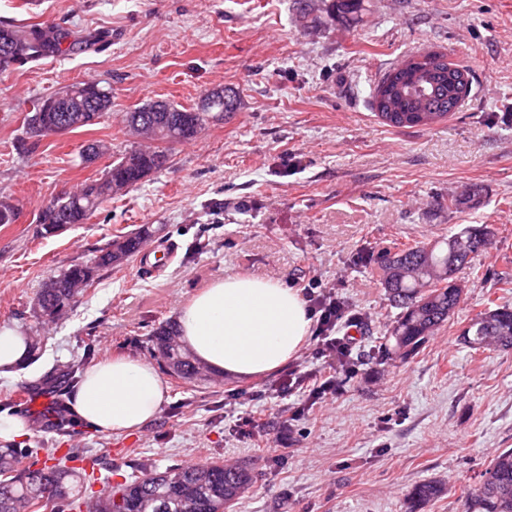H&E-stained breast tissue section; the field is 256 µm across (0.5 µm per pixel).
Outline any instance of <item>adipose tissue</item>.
<instances>
[{"mask_svg": "<svg viewBox=\"0 0 512 512\" xmlns=\"http://www.w3.org/2000/svg\"><path fill=\"white\" fill-rule=\"evenodd\" d=\"M177 320L184 345L203 364L247 378L294 359L313 326L299 289L246 275L213 281L180 306ZM165 398V383L153 365L112 357L84 370L71 408L80 422L125 432L151 422Z\"/></svg>", "mask_w": 512, "mask_h": 512, "instance_id": "ef3b65f1", "label": "adipose tissue"}]
</instances>
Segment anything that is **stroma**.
I'll use <instances>...</instances> for the list:
<instances>
[{
    "mask_svg": "<svg viewBox=\"0 0 512 512\" xmlns=\"http://www.w3.org/2000/svg\"><path fill=\"white\" fill-rule=\"evenodd\" d=\"M30 2L0 0V22L61 29L68 51L0 73V199L21 209L15 223L0 224V325L40 343L0 379V412L27 422L19 446L78 470L96 458V477L116 483L175 464H252L259 478L234 512H464V489L512 448V350L458 341L488 301L512 304V288L498 283L512 273V0H361L353 19L333 22L325 19L331 0ZM418 50L468 64L472 91L431 127L389 126L371 110V92ZM87 80L111 89V112L26 137L33 100ZM216 88L235 110L175 145L165 169L87 223L40 235L42 205L100 178L136 146L125 113L149 101L191 109ZM92 142L111 150L87 164L80 153ZM474 190L478 205L449 207V197ZM140 224L154 226L151 246L174 249L168 265L151 271L135 257L97 269L70 309L42 323V284ZM480 224L494 237L473 258L454 316L408 362L382 361L397 310L371 256ZM230 274L284 284L316 276L359 317L335 398L308 411L303 391L280 392L289 371L317 369L306 346L262 377L165 375L168 397L155 420L130 433L45 420L44 379L57 377L67 403L77 372L100 358L158 364L152 331ZM256 410L265 416L260 431L241 433L240 420ZM436 479L443 495L411 502L414 485Z\"/></svg>",
    "mask_w": 512,
    "mask_h": 512,
    "instance_id": "stroma-1",
    "label": "stroma"
}]
</instances>
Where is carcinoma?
I'll return each instance as SVG.
<instances>
[{"mask_svg":"<svg viewBox=\"0 0 512 512\" xmlns=\"http://www.w3.org/2000/svg\"><path fill=\"white\" fill-rule=\"evenodd\" d=\"M9 37L21 44L19 52L0 56V72L12 65L35 62L52 51H61L64 37L41 27L0 26V39ZM437 51L415 52L385 72L374 88L371 100L378 111V99L386 96L403 113L422 114L431 126L458 111L468 97L473 81L472 69L461 63L452 66ZM155 103L127 112L124 122L129 130L164 143L162 147L134 148L106 170L102 177L83 183L74 192L64 193L42 206L38 224L43 234L52 235L60 223L84 224L105 203L120 192L133 188L150 174L164 168L176 144L168 119L187 120L202 131L211 113L224 110L217 101L208 112L166 104L168 111L155 112ZM48 117L43 100H37L26 117L25 134L44 136L36 123ZM20 208L8 199L0 200V224H13ZM155 229L142 224L122 237L123 256L134 257ZM492 230L487 225L466 226L433 243L402 245L382 249L375 258L379 283L391 305L400 310L382 350L389 359L405 360L448 322L463 301L465 282L462 273L472 256L490 244ZM456 253L449 263L450 253ZM94 271L74 265L55 276L56 287L41 289V318H59L77 295L92 285ZM470 349L494 347L512 349V306L496 304L472 317L459 335ZM154 350L168 369L179 378L196 380L205 376L198 362L181 341L177 324L160 325L151 336ZM32 455L29 448L0 447V512H226L253 487L256 476L243 464L226 467L203 462L174 465L164 470L131 475L112 486L86 493V478L61 462H43L38 468L21 467ZM444 482L431 480L412 488L410 499L425 503L438 497ZM466 512H512V448L497 452L488 464L483 480L467 493Z\"/></svg>","mask_w":512,"mask_h":512,"instance_id":"obj_1","label":"carcinoma"}]
</instances>
